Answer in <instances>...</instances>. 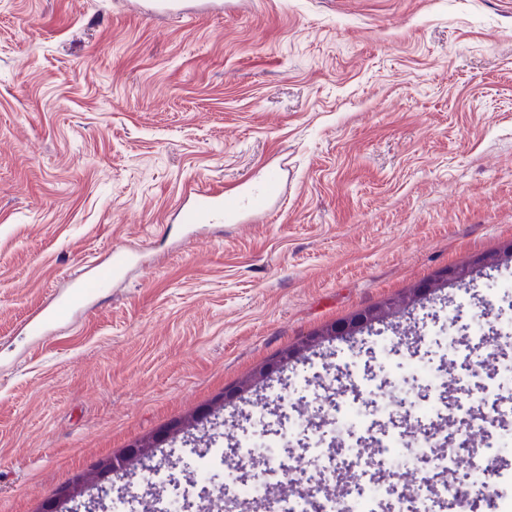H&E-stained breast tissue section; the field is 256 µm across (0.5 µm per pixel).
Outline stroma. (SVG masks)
Here are the masks:
<instances>
[{
    "mask_svg": "<svg viewBox=\"0 0 512 512\" xmlns=\"http://www.w3.org/2000/svg\"><path fill=\"white\" fill-rule=\"evenodd\" d=\"M272 167L274 216L180 224L187 186L243 194ZM511 242L512 0H243L196 19L0 0V512H41L92 462L223 401L155 453L187 477L191 439L226 447L272 392L314 421L295 492L347 470L368 512L379 446L412 420L443 440L475 397L491 437L467 460L512 481V262L401 302ZM116 247L125 275L31 335ZM390 302L236 398L283 350ZM383 336L398 352L361 353ZM382 317V312L377 310H367L352 317L350 320L338 323L327 329L323 335L324 339L338 338L343 336H353L357 332L364 329L371 328L372 324L379 321Z\"/></svg>",
    "mask_w": 512,
    "mask_h": 512,
    "instance_id": "obj_1",
    "label": "stroma"
}]
</instances>
